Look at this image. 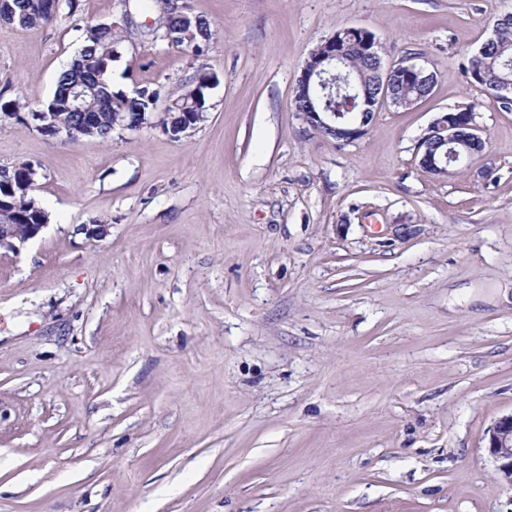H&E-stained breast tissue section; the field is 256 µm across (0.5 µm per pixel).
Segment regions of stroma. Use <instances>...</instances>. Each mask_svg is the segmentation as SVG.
Segmentation results:
<instances>
[{
	"mask_svg": "<svg viewBox=\"0 0 512 512\" xmlns=\"http://www.w3.org/2000/svg\"><path fill=\"white\" fill-rule=\"evenodd\" d=\"M180 3L204 56L141 37L133 0L0 22V96L29 110L79 28L128 15L115 89L215 77L180 141L0 119V166H37L48 215L0 254V512H512L486 437L512 412V112L465 73L512 0ZM348 27L437 79L339 143L291 100ZM468 104L485 150L426 173L419 138Z\"/></svg>",
	"mask_w": 512,
	"mask_h": 512,
	"instance_id": "obj_1",
	"label": "stroma"
}]
</instances>
